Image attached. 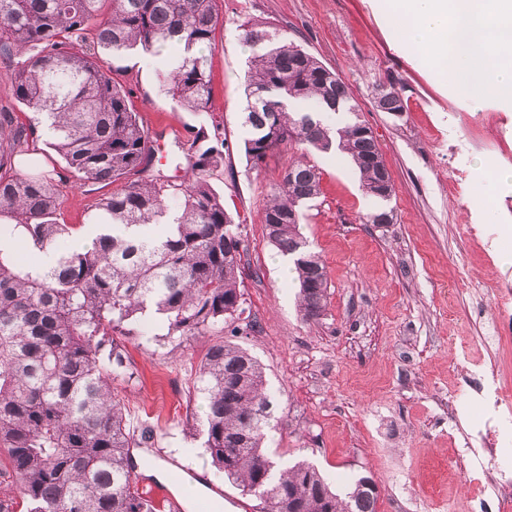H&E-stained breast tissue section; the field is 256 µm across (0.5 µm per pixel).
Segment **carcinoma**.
I'll return each instance as SVG.
<instances>
[{
  "label": "carcinoma",
  "mask_w": 512,
  "mask_h": 512,
  "mask_svg": "<svg viewBox=\"0 0 512 512\" xmlns=\"http://www.w3.org/2000/svg\"><path fill=\"white\" fill-rule=\"evenodd\" d=\"M218 0H0V60L16 63L13 90L31 109L0 112V218L22 228L27 244L53 261L24 267L0 252V447L6 449L27 512H156L140 493L130 449L150 439L131 430L112 390L132 377L119 336L134 335L147 314L161 316L167 335L252 332L239 288L242 242L209 177L222 151L194 132L191 177L175 184L135 179L97 203L91 241L61 249L54 173L21 174L15 162L34 151L42 131L83 182H116L147 170L150 136L129 92L111 76L112 60L133 50L174 52L162 75L185 109L210 100V62L203 49L219 23ZM92 40H87V35ZM243 41L254 49L242 109L245 154L259 168L282 145L350 156L362 190L388 173L375 139L349 104L346 85L265 21L248 22ZM81 41L84 48L75 49ZM321 112L346 111L329 127ZM382 112L404 109L401 91L375 100ZM320 194L315 166L288 161L264 209L274 246L292 257L303 317L324 312L328 279L304 238L303 210ZM206 415L199 434L214 466L262 503V512H378L372 477L354 478L340 494L307 460L282 466L264 442L278 428L261 364L231 340L213 344L193 382Z\"/></svg>",
  "instance_id": "carcinoma-1"
}]
</instances>
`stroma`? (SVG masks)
Wrapping results in <instances>:
<instances>
[{
	"mask_svg": "<svg viewBox=\"0 0 512 512\" xmlns=\"http://www.w3.org/2000/svg\"><path fill=\"white\" fill-rule=\"evenodd\" d=\"M218 7L220 22L205 49L212 88L206 111H188L165 94L166 55L130 53L115 60L113 77L149 135L167 134L164 174L188 177L191 131H215L224 141L210 184L239 225L244 306L260 325L238 342L264 365L285 419L284 429L270 433L268 450L285 464L312 461L341 488L350 477L372 476L378 512H467L475 490L457 466L448 400L459 378L451 364L456 342L467 340L512 388V336L498 349L485 347L484 324L474 316L476 302L491 301L497 274L512 276V264L500 260L512 251V192L474 169L479 160L512 167V106L492 96L474 109L399 43L378 0H218ZM250 20L272 22L346 82L394 185L389 201L367 196L350 157L309 151L321 193L306 208L301 231L328 272L325 310L314 322L303 318L298 288L282 274L263 224L288 153H274L259 169L244 154L240 112L252 50L242 26ZM391 84L404 99L399 115L375 107L380 87ZM36 145L41 168L62 180L60 221L70 226L71 243L83 245L93 235L89 215L113 187L78 186L45 139ZM383 207L393 209V223H363ZM466 224L490 234L467 240ZM445 281L456 287L454 299L445 297ZM137 328L122 340L135 376L116 387L131 427L152 434L136 451L155 459L154 468L138 472L140 491L171 485L176 471L222 512H259L258 499L213 467L197 433L206 405L193 381L214 336L181 342L151 316Z\"/></svg>",
	"mask_w": 512,
	"mask_h": 512,
	"instance_id": "35a3bbf8",
	"label": "stroma"
}]
</instances>
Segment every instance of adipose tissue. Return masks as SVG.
<instances>
[{"label":"adipose tissue","mask_w":512,"mask_h":512,"mask_svg":"<svg viewBox=\"0 0 512 512\" xmlns=\"http://www.w3.org/2000/svg\"><path fill=\"white\" fill-rule=\"evenodd\" d=\"M399 12L403 45L474 106L512 104V0H381Z\"/></svg>","instance_id":"1"}]
</instances>
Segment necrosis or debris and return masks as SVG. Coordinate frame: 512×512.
<instances>
[{
    "mask_svg": "<svg viewBox=\"0 0 512 512\" xmlns=\"http://www.w3.org/2000/svg\"><path fill=\"white\" fill-rule=\"evenodd\" d=\"M455 369L464 384L459 396L448 402L454 419H466L460 440L465 479L486 486L479 512H512V392L494 369L459 345Z\"/></svg>",
    "mask_w": 512,
    "mask_h": 512,
    "instance_id": "necrosis-or-debris-1",
    "label": "necrosis or debris"
}]
</instances>
